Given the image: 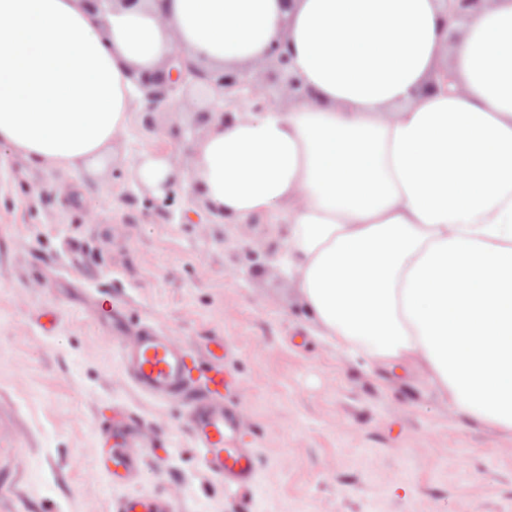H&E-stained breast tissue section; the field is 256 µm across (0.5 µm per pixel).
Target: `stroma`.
Instances as JSON below:
<instances>
[{
    "label": "stroma",
    "instance_id": "obj_1",
    "mask_svg": "<svg viewBox=\"0 0 512 512\" xmlns=\"http://www.w3.org/2000/svg\"><path fill=\"white\" fill-rule=\"evenodd\" d=\"M102 174L36 171L0 149V512H110L124 494L171 512H512V436L461 425L402 372L379 380L317 336L267 224H213L182 180L135 182L145 152L188 153L213 98L173 93ZM206 356L223 338L255 483L231 493L199 462L175 404L125 376L112 304ZM153 433L133 482L98 471L107 419Z\"/></svg>",
    "mask_w": 512,
    "mask_h": 512
}]
</instances>
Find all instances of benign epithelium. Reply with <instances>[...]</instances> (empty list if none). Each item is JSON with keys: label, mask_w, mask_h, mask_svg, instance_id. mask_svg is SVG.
<instances>
[{"label": "benign epithelium", "mask_w": 512, "mask_h": 512, "mask_svg": "<svg viewBox=\"0 0 512 512\" xmlns=\"http://www.w3.org/2000/svg\"><path fill=\"white\" fill-rule=\"evenodd\" d=\"M483 2L484 0H447L451 12L457 16H466L478 10ZM172 63V71L167 77L152 73L141 78V88L146 101L142 124L148 130L154 127L152 114L161 108L179 86L221 93L230 99L236 96L242 86L237 72L207 75L186 63L178 53L173 54ZM289 63V54L281 46L276 45L270 51V60L266 66L276 67L277 75L281 78L280 92L283 97L303 100L306 98V92L302 89L300 81L290 72Z\"/></svg>", "instance_id": "7a95c632"}]
</instances>
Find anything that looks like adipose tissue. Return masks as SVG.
Instances as JSON below:
<instances>
[{
    "mask_svg": "<svg viewBox=\"0 0 512 512\" xmlns=\"http://www.w3.org/2000/svg\"><path fill=\"white\" fill-rule=\"evenodd\" d=\"M276 43L309 101L214 113L184 168L146 153L133 177H185L233 224L281 217L319 335L512 435V0L464 21L445 0H0V148L97 169L173 51L232 72Z\"/></svg>",
    "mask_w": 512,
    "mask_h": 512,
    "instance_id": "adipose-tissue-1",
    "label": "adipose tissue"
}]
</instances>
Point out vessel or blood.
<instances>
[{
  "instance_id": "b4317fda",
  "label": "vessel or blood",
  "mask_w": 512,
  "mask_h": 512,
  "mask_svg": "<svg viewBox=\"0 0 512 512\" xmlns=\"http://www.w3.org/2000/svg\"><path fill=\"white\" fill-rule=\"evenodd\" d=\"M119 361L142 392L177 404L191 430L196 456L226 490L237 492L251 487L258 461L239 439L242 415L224 402L225 390L233 388L236 379L225 367L223 354L210 353L207 363H199L189 344L165 328L154 326L130 336ZM149 441V436L140 431L124 434L117 443L110 436H102L101 475L111 482H131L140 468L141 448ZM112 510L169 512V505L160 497L129 495L115 500Z\"/></svg>"
}]
</instances>
